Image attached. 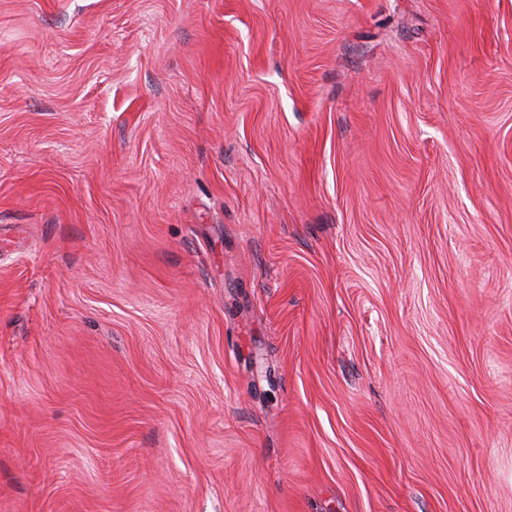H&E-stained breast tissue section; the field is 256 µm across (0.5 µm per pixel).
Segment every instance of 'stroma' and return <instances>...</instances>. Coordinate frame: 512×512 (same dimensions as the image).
Wrapping results in <instances>:
<instances>
[{"mask_svg":"<svg viewBox=\"0 0 512 512\" xmlns=\"http://www.w3.org/2000/svg\"><path fill=\"white\" fill-rule=\"evenodd\" d=\"M0 512H512V0H0Z\"/></svg>","mask_w":512,"mask_h":512,"instance_id":"obj_1","label":"stroma"}]
</instances>
